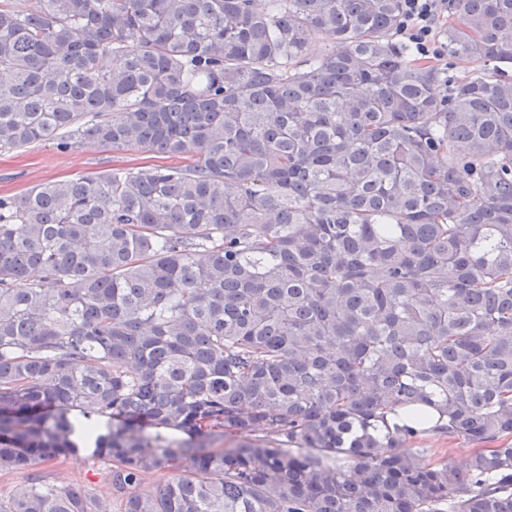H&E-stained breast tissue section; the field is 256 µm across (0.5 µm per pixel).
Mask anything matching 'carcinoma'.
I'll return each instance as SVG.
<instances>
[{"mask_svg": "<svg viewBox=\"0 0 512 512\" xmlns=\"http://www.w3.org/2000/svg\"><path fill=\"white\" fill-rule=\"evenodd\" d=\"M448 15L443 97L400 0H0V149L182 159L0 198V512H512V0ZM480 446L468 442L461 436L449 437L435 434L423 435L412 448H426L433 460H446L452 466L463 469L469 461L473 448ZM38 469L50 479L72 482L90 494L108 492L106 465L90 451L82 450L74 457L46 461Z\"/></svg>", "mask_w": 512, "mask_h": 512, "instance_id": "obj_1", "label": "carcinoma"}]
</instances>
